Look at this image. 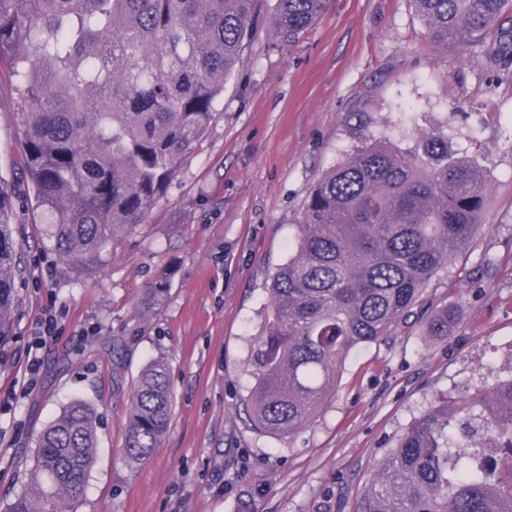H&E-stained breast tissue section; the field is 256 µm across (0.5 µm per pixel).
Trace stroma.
<instances>
[{
  "label": "stroma",
  "instance_id": "obj_1",
  "mask_svg": "<svg viewBox=\"0 0 512 512\" xmlns=\"http://www.w3.org/2000/svg\"><path fill=\"white\" fill-rule=\"evenodd\" d=\"M275 5L259 0L202 147L93 275L60 263L17 177L18 113L0 76V176L13 182L22 268L0 343L1 501L25 483L39 430L80 398L98 409L99 448L71 512H356L414 420L467 385L512 374V75L485 56L493 34L438 46L413 0H326L286 44ZM429 135L489 169L485 229L389 336L350 351L300 430L260 433L246 407L250 355L311 188L362 142L407 150ZM161 278L168 293L149 303ZM445 309L447 335H428ZM48 317L56 334L32 378L26 351ZM156 358L169 367L172 421L152 458L132 467L122 451L128 389Z\"/></svg>",
  "mask_w": 512,
  "mask_h": 512
}]
</instances>
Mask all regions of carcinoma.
<instances>
[{"label": "carcinoma", "instance_id": "cac0c4a2", "mask_svg": "<svg viewBox=\"0 0 512 512\" xmlns=\"http://www.w3.org/2000/svg\"><path fill=\"white\" fill-rule=\"evenodd\" d=\"M257 0H0V66L17 99L24 181L52 216L66 263L95 270L193 153L224 100ZM512 0H414L434 41L482 36L512 65ZM324 0H276L275 30L297 38ZM488 169L440 136L415 152L364 142L313 186L293 254L271 278L272 312L254 345V426L292 434L318 410L345 356L391 333L421 288L469 249L489 206ZM17 214L0 176V343L21 275ZM448 335V312L427 322ZM173 398L165 360L133 378L124 458L150 460ZM96 406L75 399L37 433L29 479L3 512H67L89 481ZM459 427L464 444L449 432ZM359 512H512V379L474 388L411 424Z\"/></svg>", "mask_w": 512, "mask_h": 512}]
</instances>
